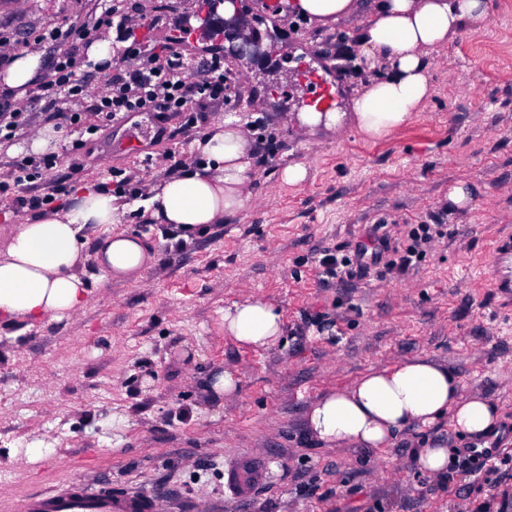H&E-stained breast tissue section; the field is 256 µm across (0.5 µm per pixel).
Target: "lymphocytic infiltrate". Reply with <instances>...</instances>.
<instances>
[{
  "instance_id": "obj_1",
  "label": "lymphocytic infiltrate",
  "mask_w": 512,
  "mask_h": 512,
  "mask_svg": "<svg viewBox=\"0 0 512 512\" xmlns=\"http://www.w3.org/2000/svg\"><path fill=\"white\" fill-rule=\"evenodd\" d=\"M126 3L101 0L99 13L89 14L80 27L54 28L46 34L61 51L49 82L36 96L42 104L37 115L53 127L74 133L75 150H82L85 136L96 134L100 125L129 112H153L164 121L180 117V124L170 129L168 136L191 139L203 130L204 111L223 104L231 89L223 51L211 50L202 63H195L186 50L187 37L153 42L141 35L140 19L127 11ZM112 24L121 31L118 52L123 66L107 79L106 91L92 97L87 81L78 72L75 47ZM37 115L0 96V144L18 140ZM57 162V156L51 154L13 161V184L23 191L17 204L36 208L65 196L66 178L51 175ZM391 249L384 225L375 224L367 232L366 243L357 245L352 254H324L320 265L327 278L352 280L365 276L369 264L380 262Z\"/></svg>"
}]
</instances>
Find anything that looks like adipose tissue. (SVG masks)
<instances>
[{
    "label": "adipose tissue",
    "mask_w": 512,
    "mask_h": 512,
    "mask_svg": "<svg viewBox=\"0 0 512 512\" xmlns=\"http://www.w3.org/2000/svg\"><path fill=\"white\" fill-rule=\"evenodd\" d=\"M357 0H288L292 14L326 25L358 10ZM488 0H373L360 46L380 77L353 98L349 112H302L308 133L351 125L365 138L391 135L419 111L431 95L427 56L466 25L488 18ZM39 52L14 51L0 68V90L20 100L40 79ZM196 149L202 164H187L176 175L151 184L143 201L148 221L169 224L190 236L222 223L248 199L252 173L250 145L236 119L215 124ZM127 206L94 183L78 185L60 210L34 217L4 213L7 243L0 251V323L59 321L83 310L91 293L77 272L89 224H118ZM103 270L118 279H137L152 261L147 243L124 232L105 237L96 250ZM283 331L274 305L251 295L224 311V334L239 345L265 350ZM499 409L489 398L464 393L447 365L415 358L372 369L350 386L316 399L307 414L308 431L328 448L348 445L384 449L412 426L447 419L452 432L482 439L494 432Z\"/></svg>",
    "instance_id": "obj_1"
}]
</instances>
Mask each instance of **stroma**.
Returning a JSON list of instances; mask_svg holds the SVG:
<instances>
[{"mask_svg":"<svg viewBox=\"0 0 512 512\" xmlns=\"http://www.w3.org/2000/svg\"><path fill=\"white\" fill-rule=\"evenodd\" d=\"M239 16L262 32L253 58L237 60L236 26L223 10L216 36H191L202 58L210 47L243 97L212 107L207 123L239 117L251 149L273 156L254 166L249 200L224 223L184 240L167 224L144 221L138 206L149 181L164 178L192 144L158 132L140 112L104 126L72 169V144L57 153L70 184L115 189L129 176L122 231L145 239L153 261L139 280L109 277L96 244L108 224L85 229L78 272L92 299L59 321L0 325V512L78 480L159 492L156 512H476L512 494V468L454 479L420 470L414 448L434 440L469 447L447 422L410 428L391 448H327L310 437L306 414L321 394L362 373L415 357L447 363L465 392L501 409L502 447L512 449V302L490 283L496 240L512 232V0H490L485 24L464 26L431 52L434 92L422 112L391 136L365 140L344 127L298 135L291 112L324 79L349 101L378 72L356 57L353 72L334 59L339 42L357 44L358 10L320 25L238 0ZM90 0H0V34L32 45L53 27L81 25ZM134 141L133 152L116 150ZM302 164L306 180L281 182ZM465 184L458 207L448 190ZM447 224L406 274L378 264L362 280H324L323 251L347 253L366 228L386 225L405 242L409 225ZM252 295L281 312L283 336L255 351L224 334V310ZM232 373L236 396L216 394L217 374ZM253 454L274 461L273 476L248 499L224 489V464Z\"/></svg>","mask_w":512,"mask_h":512,"instance_id":"35a3bbf8","label":"stroma"}]
</instances>
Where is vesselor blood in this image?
<instances>
[{
  "label": "vessel or blood",
  "instance_id": "obj_1",
  "mask_svg": "<svg viewBox=\"0 0 512 512\" xmlns=\"http://www.w3.org/2000/svg\"><path fill=\"white\" fill-rule=\"evenodd\" d=\"M271 459L244 455L224 467V485L232 498H248L272 472ZM155 495L127 487L91 488L80 482L27 497L25 512H154Z\"/></svg>",
  "mask_w": 512,
  "mask_h": 512
}]
</instances>
